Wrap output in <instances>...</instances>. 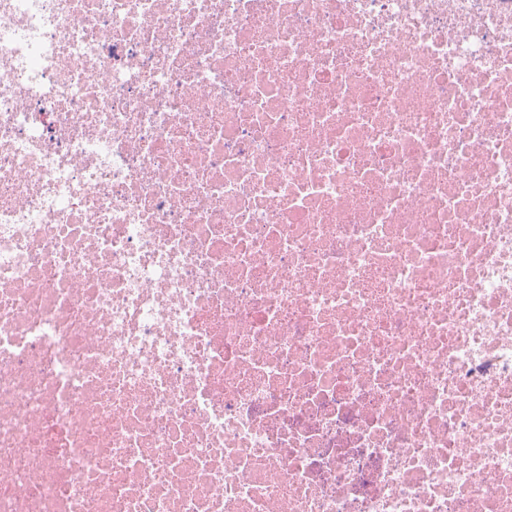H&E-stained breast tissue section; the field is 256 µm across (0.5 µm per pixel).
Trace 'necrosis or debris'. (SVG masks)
<instances>
[{
    "label": "necrosis or debris",
    "instance_id": "4bbe7bcc",
    "mask_svg": "<svg viewBox=\"0 0 512 512\" xmlns=\"http://www.w3.org/2000/svg\"><path fill=\"white\" fill-rule=\"evenodd\" d=\"M0 512H512V0H0Z\"/></svg>",
    "mask_w": 512,
    "mask_h": 512
}]
</instances>
